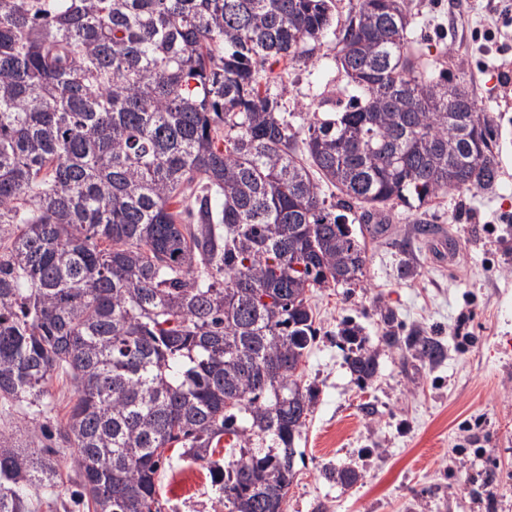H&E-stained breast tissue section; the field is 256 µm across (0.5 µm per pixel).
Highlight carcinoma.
<instances>
[{"mask_svg": "<svg viewBox=\"0 0 512 512\" xmlns=\"http://www.w3.org/2000/svg\"><path fill=\"white\" fill-rule=\"evenodd\" d=\"M0 0V512L55 498L48 385L79 398L57 430L86 512H162L177 444L228 512H285L314 395L309 293L365 277L349 217L498 178L493 122L465 81L410 51L407 0ZM334 38L346 104L294 127L258 80ZM317 171L336 187L328 207ZM347 366L377 354L345 325ZM406 345L435 360L439 344ZM239 447L212 460L224 436ZM27 410L14 409L7 401L0 402V434L10 437L19 445H27L29 437L26 425L29 421Z\"/></svg>", "mask_w": 512, "mask_h": 512, "instance_id": "carcinoma-1", "label": "carcinoma"}]
</instances>
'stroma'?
<instances>
[{
	"label": "stroma",
	"mask_w": 512,
	"mask_h": 512,
	"mask_svg": "<svg viewBox=\"0 0 512 512\" xmlns=\"http://www.w3.org/2000/svg\"><path fill=\"white\" fill-rule=\"evenodd\" d=\"M412 48L422 66L462 78L497 128L499 178L490 190L450 193L416 209L395 206L383 234L357 221L366 277L321 288L311 299L316 339L300 368L315 390L296 442L297 475L287 512H512V0H408ZM280 111L306 125L325 88H344L336 43L310 58L261 72ZM460 244L448 267L432 257L418 223ZM393 313L400 343L385 342ZM362 329L378 369L368 384L350 373L343 321ZM444 348L435 362L415 357L404 337ZM352 467L358 482L325 476ZM162 512H227L205 463L172 457L159 478Z\"/></svg>",
	"instance_id": "35a3bbf8"
}]
</instances>
